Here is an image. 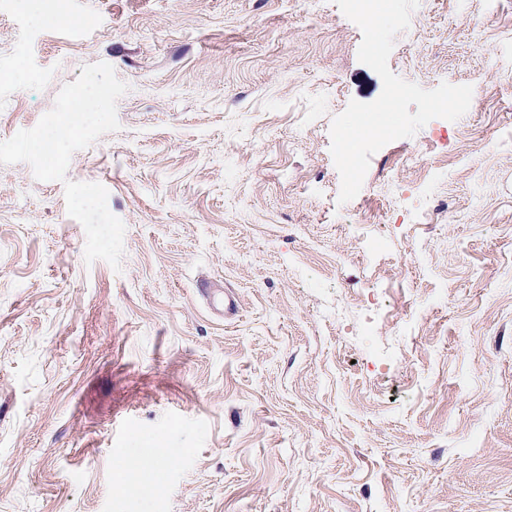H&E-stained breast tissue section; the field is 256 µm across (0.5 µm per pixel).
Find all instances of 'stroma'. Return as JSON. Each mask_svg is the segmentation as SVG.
Returning a JSON list of instances; mask_svg holds the SVG:
<instances>
[{
    "label": "stroma",
    "mask_w": 512,
    "mask_h": 512,
    "mask_svg": "<svg viewBox=\"0 0 512 512\" xmlns=\"http://www.w3.org/2000/svg\"><path fill=\"white\" fill-rule=\"evenodd\" d=\"M44 11L0 0V141L111 64L120 128L67 177L124 254L85 263L63 183L0 164V512H512V0L412 15L390 69L471 105L344 204L331 123L382 81L335 0Z\"/></svg>",
    "instance_id": "obj_1"
}]
</instances>
